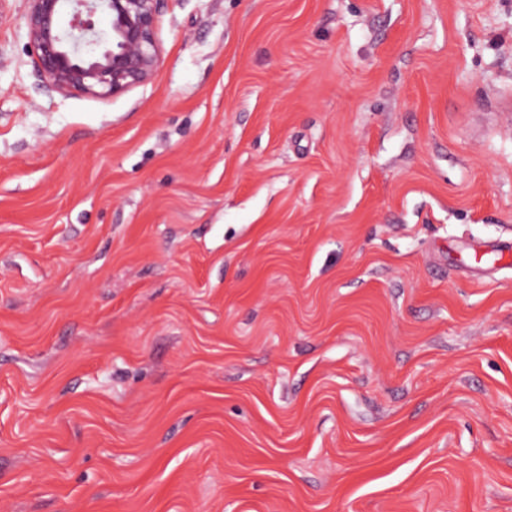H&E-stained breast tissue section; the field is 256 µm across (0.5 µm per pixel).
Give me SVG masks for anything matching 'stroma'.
Returning <instances> with one entry per match:
<instances>
[{"label":"stroma","instance_id":"obj_1","mask_svg":"<svg viewBox=\"0 0 512 512\" xmlns=\"http://www.w3.org/2000/svg\"><path fill=\"white\" fill-rule=\"evenodd\" d=\"M0 0V512H512V0H166L48 88Z\"/></svg>","mask_w":512,"mask_h":512}]
</instances>
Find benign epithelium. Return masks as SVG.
Returning a JSON list of instances; mask_svg holds the SVG:
<instances>
[{"mask_svg":"<svg viewBox=\"0 0 512 512\" xmlns=\"http://www.w3.org/2000/svg\"><path fill=\"white\" fill-rule=\"evenodd\" d=\"M26 35L49 87L107 98L149 83L160 64L165 0H27ZM104 14L109 27H96Z\"/></svg>","mask_w":512,"mask_h":512,"instance_id":"1","label":"benign epithelium"}]
</instances>
